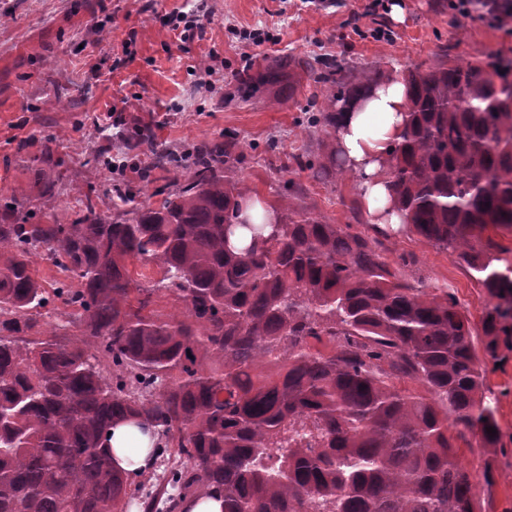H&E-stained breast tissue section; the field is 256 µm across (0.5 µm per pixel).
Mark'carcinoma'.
Here are the masks:
<instances>
[{
    "label": "carcinoma",
    "mask_w": 512,
    "mask_h": 512,
    "mask_svg": "<svg viewBox=\"0 0 512 512\" xmlns=\"http://www.w3.org/2000/svg\"><path fill=\"white\" fill-rule=\"evenodd\" d=\"M293 64L246 73L240 88ZM492 67H408L410 120L390 159L405 232L489 296L477 327L448 289L396 272L388 233L298 210L291 188L279 223L241 224L233 140L180 154L136 125L131 147L186 171L154 191L159 205L129 188L109 221L89 203L66 224H0V512H126L130 482L105 437L141 419L164 466L143 512L213 490L224 512H475L457 443L498 446L484 364L512 350V263L488 235L512 233V80ZM381 76L323 63L325 136L336 104ZM241 227L250 240L235 248ZM40 249L79 287L43 288ZM137 263L161 277L138 278ZM164 297L175 311L156 310ZM55 298L72 308L69 334L34 315ZM405 379L424 393L398 388Z\"/></svg>",
    "instance_id": "1"
}]
</instances>
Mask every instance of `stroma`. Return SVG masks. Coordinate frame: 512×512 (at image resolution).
<instances>
[{
    "instance_id": "1",
    "label": "stroma",
    "mask_w": 512,
    "mask_h": 512,
    "mask_svg": "<svg viewBox=\"0 0 512 512\" xmlns=\"http://www.w3.org/2000/svg\"><path fill=\"white\" fill-rule=\"evenodd\" d=\"M370 0H0V195H17L32 223L85 214L86 203L110 218L121 176L102 163L115 151L111 113L125 125L151 127L157 140L185 149L201 141L240 145L231 177L248 196L277 206L286 181L297 204L333 224H362L348 174L314 178L326 163L318 147L325 87L314 63L332 58L354 73L380 65L400 78L411 64L431 66L442 52L465 59L512 49V35L473 5L463 16L456 0H402L369 16ZM199 13L202 37L181 41L162 16ZM261 29L275 46H257L243 32ZM136 31L132 60L123 44ZM292 55L309 61L274 86L228 101L240 75ZM391 265L405 277L448 288L472 321L488 302L447 253L404 234L388 239ZM497 397L501 440L495 448L460 447L461 464L486 468L475 512H512V357L488 364Z\"/></svg>"
}]
</instances>
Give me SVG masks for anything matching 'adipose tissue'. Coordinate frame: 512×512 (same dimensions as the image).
<instances>
[{
	"instance_id": "obj_1",
	"label": "adipose tissue",
	"mask_w": 512,
	"mask_h": 512,
	"mask_svg": "<svg viewBox=\"0 0 512 512\" xmlns=\"http://www.w3.org/2000/svg\"><path fill=\"white\" fill-rule=\"evenodd\" d=\"M409 93L405 83L386 77L372 83L356 100L342 106L332 151L337 164L357 178L356 193L369 223L398 229L406 221L391 188L388 152L400 141L408 121ZM153 428L121 421L108 440L112 465L129 475L152 470Z\"/></svg>"
}]
</instances>
